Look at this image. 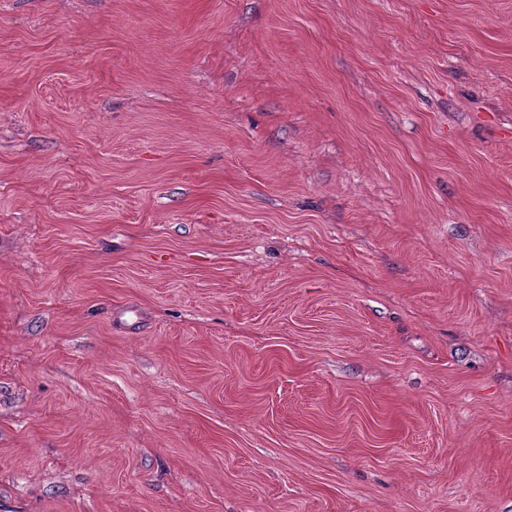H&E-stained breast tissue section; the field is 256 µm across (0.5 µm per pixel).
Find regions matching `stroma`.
Here are the masks:
<instances>
[{"label": "stroma", "instance_id": "1", "mask_svg": "<svg viewBox=\"0 0 512 512\" xmlns=\"http://www.w3.org/2000/svg\"><path fill=\"white\" fill-rule=\"evenodd\" d=\"M0 512H512V0H0Z\"/></svg>", "mask_w": 512, "mask_h": 512}]
</instances>
